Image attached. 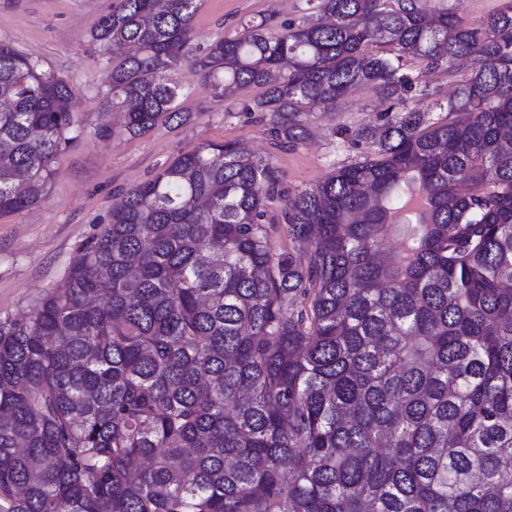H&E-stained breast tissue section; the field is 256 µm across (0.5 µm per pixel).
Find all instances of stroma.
I'll return each instance as SVG.
<instances>
[{
	"label": "stroma",
	"mask_w": 512,
	"mask_h": 512,
	"mask_svg": "<svg viewBox=\"0 0 512 512\" xmlns=\"http://www.w3.org/2000/svg\"><path fill=\"white\" fill-rule=\"evenodd\" d=\"M112 0H0V42L37 60L44 71L65 80L75 94V114L84 126L78 141L54 161L57 174L33 209L0 216V318L33 309L61 284L80 246L98 234L119 193L151 179L171 160L209 142L234 141L267 157L290 191L310 187L333 167L353 162L359 148L344 143V131L379 124L385 103L369 87L356 88L327 112L310 116V133L275 146L269 126L242 112L258 95L240 89L230 100L214 97L192 66L176 75L187 89L182 109L192 119L173 128L157 125L142 136L124 129L119 112L101 101L106 62L90 34ZM305 0H200L195 43L207 47L235 34L242 22L269 17L279 24L302 21ZM107 126L111 135L98 136Z\"/></svg>",
	"instance_id": "1"
}]
</instances>
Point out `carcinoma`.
<instances>
[{"mask_svg": "<svg viewBox=\"0 0 512 512\" xmlns=\"http://www.w3.org/2000/svg\"><path fill=\"white\" fill-rule=\"evenodd\" d=\"M306 2L203 55L198 0H115L91 32L135 136L189 120L186 64L262 88L243 111L279 145L356 87L389 105L294 195L233 142L177 156L0 318V512H512V5ZM72 96L0 43L1 215L48 192ZM424 3L432 9L448 5L449 9L466 21L478 22L490 13L500 10L510 3L512 4V0H446L445 2L422 0V6Z\"/></svg>", "mask_w": 512, "mask_h": 512, "instance_id": "carcinoma-1", "label": "carcinoma"}]
</instances>
